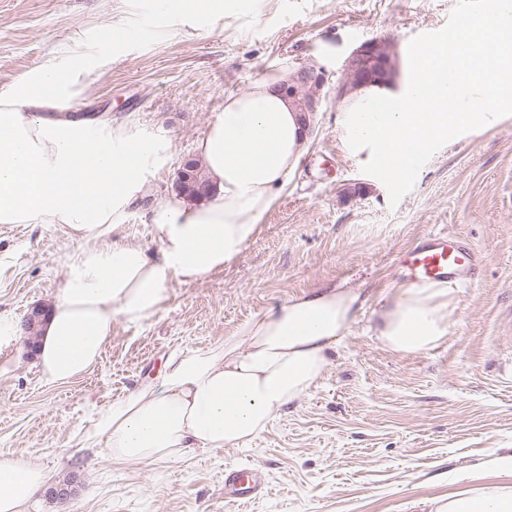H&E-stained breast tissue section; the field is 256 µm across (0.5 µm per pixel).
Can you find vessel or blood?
<instances>
[{
    "mask_svg": "<svg viewBox=\"0 0 512 512\" xmlns=\"http://www.w3.org/2000/svg\"><path fill=\"white\" fill-rule=\"evenodd\" d=\"M474 251L444 235H429L425 244L407 252L402 260L410 282L452 281L462 267L475 262ZM266 475L259 467H231L224 471V500L242 504L262 495Z\"/></svg>",
    "mask_w": 512,
    "mask_h": 512,
    "instance_id": "b4317fda",
    "label": "vessel or blood"
}]
</instances>
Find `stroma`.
Segmentation results:
<instances>
[{"label": "stroma", "instance_id": "obj_1", "mask_svg": "<svg viewBox=\"0 0 512 512\" xmlns=\"http://www.w3.org/2000/svg\"><path fill=\"white\" fill-rule=\"evenodd\" d=\"M456 4L224 0L220 13L166 19L154 0H0V91L36 69H67L77 112L170 139L168 165L147 173L148 196L123 219V234L146 245L157 201L173 196L226 94L281 69L319 63L327 74L308 149L258 236L205 279L173 280L142 322L115 318L100 362L69 383H45L16 331L30 307L55 303L83 244L59 224H0V316L14 329L0 349V459L33 458L51 481L73 480L65 502L42 493L30 512H429L436 497L512 487L497 463L512 456V115L445 144L395 205L341 146L336 89L350 53L385 42L390 90L402 94L410 40L444 27ZM144 17L152 35L108 41L113 27ZM438 232L482 261L453 293L447 340L392 351L375 316L407 284L399 257ZM333 286L360 293L355 321L316 386L248 447L132 466L76 445V431L172 352L220 343L288 297ZM251 465L267 475V493L225 504V468Z\"/></svg>", "mask_w": 512, "mask_h": 512}]
</instances>
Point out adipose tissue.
<instances>
[{
    "instance_id": "1",
    "label": "adipose tissue",
    "mask_w": 512,
    "mask_h": 512,
    "mask_svg": "<svg viewBox=\"0 0 512 512\" xmlns=\"http://www.w3.org/2000/svg\"><path fill=\"white\" fill-rule=\"evenodd\" d=\"M288 78L280 70L225 95L195 145L216 191L201 202L158 201L150 247L127 241L122 221L147 190L145 171L166 166L168 138L133 125L96 133L87 119L65 115L70 90L53 67L0 92V224H60L90 243L69 258L42 328L47 382L93 368L115 317L146 319L171 280L223 269L256 238L307 149L299 114L280 91ZM451 297L442 282L400 289L377 315L376 338L399 353L433 350L447 338ZM360 307L358 293L322 288L256 314L220 344L172 352L158 375L98 410L76 442L132 465L247 446L315 386ZM47 480L33 459L1 460L0 512H29ZM430 512H512V490L452 494Z\"/></svg>"
}]
</instances>
